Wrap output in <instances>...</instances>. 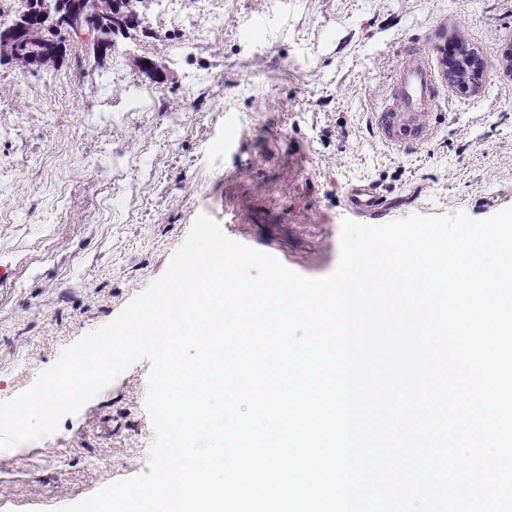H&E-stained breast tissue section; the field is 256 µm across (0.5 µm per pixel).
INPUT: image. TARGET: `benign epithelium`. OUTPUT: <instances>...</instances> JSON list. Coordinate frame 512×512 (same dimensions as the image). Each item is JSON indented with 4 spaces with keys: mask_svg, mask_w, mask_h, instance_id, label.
Segmentation results:
<instances>
[{
    "mask_svg": "<svg viewBox=\"0 0 512 512\" xmlns=\"http://www.w3.org/2000/svg\"><path fill=\"white\" fill-rule=\"evenodd\" d=\"M88 0H27L25 10L11 23L0 26V39L8 43V56L0 61L7 63L13 57L27 56L28 70L36 74L42 67V58L26 55L24 46L28 37L29 24L33 21L47 28H63L67 33V42L54 46L53 53H63L72 44H90L97 38L98 28L108 19L116 16L121 33L139 25L140 18L131 16L120 9L118 3H112V11L101 15L87 8ZM484 68V59L467 47L459 49L457 55L448 60L451 84L463 91H472L479 86Z\"/></svg>",
    "mask_w": 512,
    "mask_h": 512,
    "instance_id": "obj_1",
    "label": "benign epithelium"
}]
</instances>
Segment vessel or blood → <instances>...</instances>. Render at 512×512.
Returning <instances> with one entry per match:
<instances>
[{"mask_svg":"<svg viewBox=\"0 0 512 512\" xmlns=\"http://www.w3.org/2000/svg\"><path fill=\"white\" fill-rule=\"evenodd\" d=\"M438 73L430 55L424 50L412 51L394 76L395 98L375 114L376 128L390 145L413 148L425 136L426 128L418 113L432 104L436 97ZM350 213L374 220L385 211L373 184L356 183L346 193Z\"/></svg>","mask_w":512,"mask_h":512,"instance_id":"b4317fda","label":"vessel or blood"}]
</instances>
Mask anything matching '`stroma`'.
<instances>
[{
  "label": "stroma",
  "instance_id": "35a3bbf8",
  "mask_svg": "<svg viewBox=\"0 0 512 512\" xmlns=\"http://www.w3.org/2000/svg\"><path fill=\"white\" fill-rule=\"evenodd\" d=\"M102 80L0 67V401L166 271L198 214L306 277L340 259L358 179L386 221L512 206V0H180L139 6ZM478 51L480 87L441 82L406 151L373 126L401 46ZM163 64L151 80L138 60ZM149 361L51 436L0 450V512H56L148 469Z\"/></svg>",
  "mask_w": 512,
  "mask_h": 512
}]
</instances>
